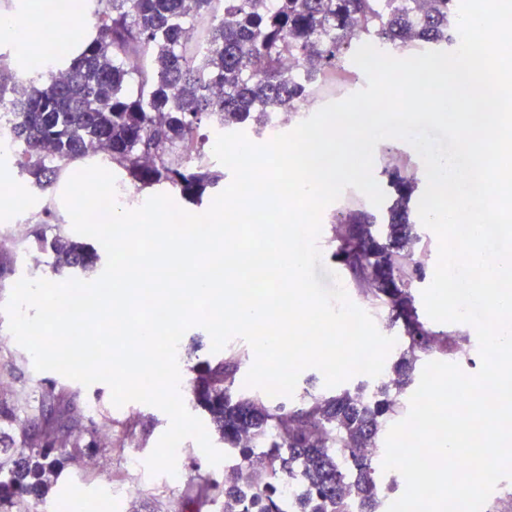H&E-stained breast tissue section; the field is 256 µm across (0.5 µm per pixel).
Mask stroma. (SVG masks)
Segmentation results:
<instances>
[{
  "label": "stroma",
  "instance_id": "1",
  "mask_svg": "<svg viewBox=\"0 0 512 512\" xmlns=\"http://www.w3.org/2000/svg\"><path fill=\"white\" fill-rule=\"evenodd\" d=\"M0 183L9 187L8 192L0 194V203L11 209L13 217L26 218L30 213L43 212L48 201L47 195L34 191L20 179L13 158L1 154ZM354 205V200L345 192L323 210L317 245L323 254L324 266L337 273L349 299L357 304L364 301L365 296L355 288L344 266L335 258L336 245L331 239V223L335 215ZM51 261V253H44L42 266L30 270L24 266L22 260H15L12 275L0 284V374L15 386L30 392L45 381L75 391L77 407L91 405L99 408V415L93 418L95 427L111 424L113 441L121 443L130 436L134 438L135 446L125 453L111 448L104 449L103 455L110 459L112 467L107 472L94 476L83 474L81 471L82 462L86 457L85 452L67 455L57 476L46 489L44 506L57 508L58 512H69L72 502L78 500L84 503L86 512H93L95 504L105 499L109 502L110 512H189L187 502L194 498L202 477L223 473L225 465L235 462L236 449L225 448L218 435H211L213 446L224 450L226 454L224 464L213 465L197 442L189 438L183 441V451L177 456L176 475L150 473L145 461L170 426V419L162 410L135 401L117 407L112 403L111 390L106 383L96 382L86 386L55 371L35 370L30 352L10 335L8 316L3 307L8 302L14 285L24 277L55 280L56 275L51 267ZM433 328L465 337V346L469 351L468 358L461 360L456 354L438 350L433 353V360L458 364L470 375L477 373L481 366V358L475 328L463 322H437ZM249 350L247 342L235 337L221 351L216 352L213 351L211 338L204 328L194 326L186 331L177 350L180 370L178 391L182 394L183 403L190 413L204 422L209 419L207 412L196 406L190 395L196 367L205 362L225 360ZM122 481L127 482L131 489L132 499L113 495V484Z\"/></svg>",
  "mask_w": 512,
  "mask_h": 512
}]
</instances>
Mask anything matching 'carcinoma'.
Segmentation results:
<instances>
[{"instance_id":"carcinoma-1","label":"carcinoma","mask_w":512,"mask_h":512,"mask_svg":"<svg viewBox=\"0 0 512 512\" xmlns=\"http://www.w3.org/2000/svg\"><path fill=\"white\" fill-rule=\"evenodd\" d=\"M84 10L59 20L72 31L84 20L95 29L76 61L68 63L70 47L61 39L54 57L64 67L45 82L0 71V101L14 113L23 178L49 193L60 166L100 147L136 192L159 189L195 206L224 180L207 160L202 126L266 138L278 113L296 116L328 77L346 71L352 47H451L458 20L457 0H429L426 10L419 0H85ZM194 23L204 31L199 46L185 40ZM290 57L305 68H288ZM131 58L143 65L128 68ZM415 186L412 177L398 181L386 224L363 208L340 213L332 225L335 257L358 290L387 302L393 322L402 324L406 347L383 371L387 379L370 391L359 384L289 407L239 396V362L207 363L192 396L239 454L223 476L202 479L194 512H210L219 501L223 512H348V496L357 512H378L385 489H394L377 482L380 456L365 449L377 445L396 395L415 382L418 361L438 340L444 349L456 343L420 319L411 292L424 275L409 213ZM49 228L29 234L53 253L54 271H94L96 251L60 233L49 237ZM72 399L50 384L37 408L0 385V512H12L15 497H44L61 456L84 435L91 436L88 451L109 447ZM18 440L29 453L14 459ZM288 482L290 500L280 492Z\"/></svg>"}]
</instances>
